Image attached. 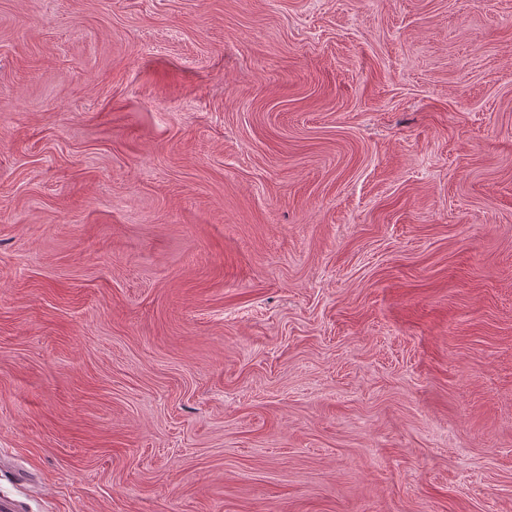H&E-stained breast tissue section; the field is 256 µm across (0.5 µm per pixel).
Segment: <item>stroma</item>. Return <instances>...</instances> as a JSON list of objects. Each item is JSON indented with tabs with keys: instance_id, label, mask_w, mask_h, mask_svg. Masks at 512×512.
Masks as SVG:
<instances>
[{
	"instance_id": "obj_1",
	"label": "stroma",
	"mask_w": 512,
	"mask_h": 512,
	"mask_svg": "<svg viewBox=\"0 0 512 512\" xmlns=\"http://www.w3.org/2000/svg\"><path fill=\"white\" fill-rule=\"evenodd\" d=\"M512 512V0H0V496Z\"/></svg>"
}]
</instances>
